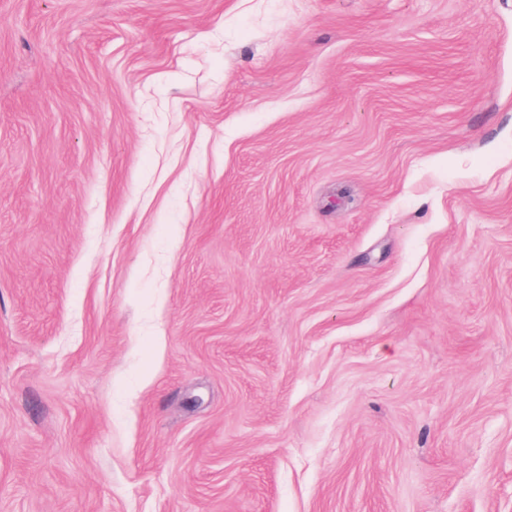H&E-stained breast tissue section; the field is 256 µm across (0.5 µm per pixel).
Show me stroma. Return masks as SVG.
Returning <instances> with one entry per match:
<instances>
[{"instance_id": "35a3bbf8", "label": "stroma", "mask_w": 512, "mask_h": 512, "mask_svg": "<svg viewBox=\"0 0 512 512\" xmlns=\"http://www.w3.org/2000/svg\"><path fill=\"white\" fill-rule=\"evenodd\" d=\"M0 512H512V0H0Z\"/></svg>"}]
</instances>
